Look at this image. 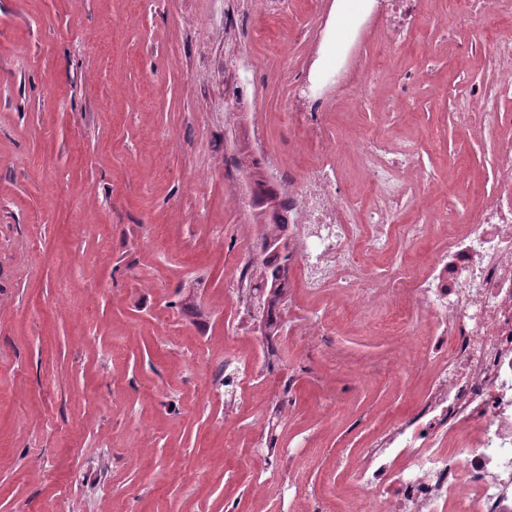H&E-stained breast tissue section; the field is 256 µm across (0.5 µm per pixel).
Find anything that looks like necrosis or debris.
I'll use <instances>...</instances> for the list:
<instances>
[{"instance_id":"1","label":"necrosis or debris","mask_w":512,"mask_h":512,"mask_svg":"<svg viewBox=\"0 0 512 512\" xmlns=\"http://www.w3.org/2000/svg\"><path fill=\"white\" fill-rule=\"evenodd\" d=\"M375 69L373 50L351 46L329 95L310 96L308 111L291 115L318 156L288 175L285 206L316 245L294 248L287 267L307 293H331L340 313L355 302H374L385 311L376 328L407 339L395 361L361 370V379L401 381L424 369L431 385L418 419L392 420L369 447L357 449V468L338 481L359 489L355 512H403L407 504L416 512H512V117L498 112L488 95L462 112L461 123L472 132L493 124L508 129L498 150L496 191L466 223L442 230L402 225L409 238L439 231L447 243L421 271H403L380 286L370 260L388 254L384 228L425 177L414 165L413 146L360 133L354 147L378 201L363 224L349 223L345 214L354 202L334 177L343 144L326 123L329 99L367 97ZM390 479L398 481L402 500L389 507L384 485Z\"/></svg>"}]
</instances>
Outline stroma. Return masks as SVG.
I'll return each instance as SVG.
<instances>
[{
  "label": "stroma",
  "instance_id": "stroma-1",
  "mask_svg": "<svg viewBox=\"0 0 512 512\" xmlns=\"http://www.w3.org/2000/svg\"><path fill=\"white\" fill-rule=\"evenodd\" d=\"M363 0H0V512H311L329 479L396 416L419 413L427 375L360 387L391 338L305 339L333 309L288 278L260 327L225 278L265 224L290 226L281 179L315 159L290 112L276 44L313 89L361 40L380 51L367 101L332 107V130L417 147L434 181L403 209L456 224L495 190L503 129L459 118L475 90L512 114V72L487 43L501 17L420 24L383 47ZM427 66L388 111L392 83ZM248 81L254 94L225 97ZM264 140H257V130ZM256 188L245 206L225 176ZM254 384L224 390L225 365Z\"/></svg>",
  "mask_w": 512,
  "mask_h": 512
}]
</instances>
